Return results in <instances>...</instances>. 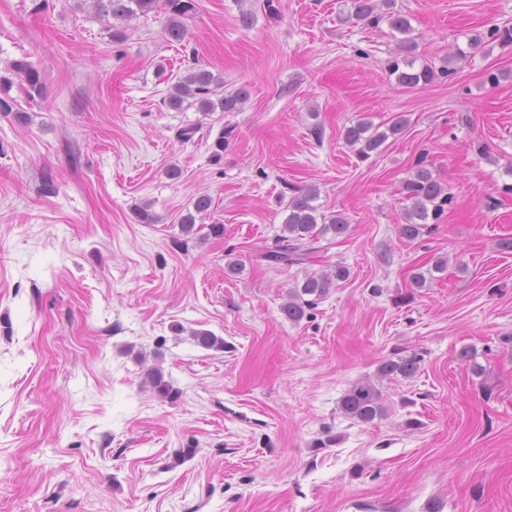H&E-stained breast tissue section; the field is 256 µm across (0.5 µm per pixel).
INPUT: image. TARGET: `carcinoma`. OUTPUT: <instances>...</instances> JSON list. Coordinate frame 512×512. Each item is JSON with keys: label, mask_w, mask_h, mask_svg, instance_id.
<instances>
[{"label": "carcinoma", "mask_w": 512, "mask_h": 512, "mask_svg": "<svg viewBox=\"0 0 512 512\" xmlns=\"http://www.w3.org/2000/svg\"><path fill=\"white\" fill-rule=\"evenodd\" d=\"M96 13L112 20V40L122 42L127 38L123 23L138 15L146 16L157 8L158 0H93ZM351 10L348 16L364 20L374 26L385 21L389 27L404 35L397 46V56L390 61L389 69L397 75L400 84L412 88L420 84L426 85L438 78H447L455 74L450 68L451 59H443L439 68L424 66L414 68L415 39L410 37L412 28L408 18L393 9L392 0H350ZM387 7L380 10V5ZM164 10L167 13L164 28L165 38L170 42L180 43L187 35L184 19L196 11V0H164ZM512 40V32L493 26L483 33L471 38L473 44L497 39ZM9 71L21 81L24 92L30 100L42 94L43 75L41 71L27 59L10 62ZM10 80L0 77V112L15 113L19 121L26 120L22 112L13 111V100L8 94ZM249 90L241 86L234 91H224V84L217 80L207 68L194 64L187 74L179 80L164 99L168 108L176 111L195 106L197 111L237 112L247 101ZM408 120L398 113L384 123L385 130L370 121H359L348 126L343 131L346 144L358 147L357 154L366 159L369 154L379 150L391 136L404 132ZM402 194L410 201L411 206L405 213V222L401 225V234L408 239H416L428 232L429 225L436 224L442 218L445 210L453 202L450 189L442 186L432 175L425 164L424 158L416 161V168L411 178L402 185ZM318 198V191L313 187L298 189V194L288 201V216L282 233L275 236L273 244L263 245L259 249V257L271 266L301 265L310 261L316 252L314 244L328 233L335 237L345 235L349 230L347 218L342 214L317 215V207L313 205ZM212 199L200 195L194 201L195 214L209 211ZM195 214H188L181 220L182 230L189 233L195 224ZM348 270L340 266L331 274H308L302 285L288 291V301L281 305L280 312L293 324L300 323L315 309L317 301L327 295L335 281L347 278ZM193 338L197 345L205 349L224 348V339L214 333L203 330L196 331ZM421 357L415 353L409 356L395 355L382 360L377 368V374L383 379H410L420 368ZM146 382L163 398H174L179 391L171 381L165 378L164 371L159 367L150 369L146 374ZM383 396L379 388L368 379L352 382L339 400L341 413L357 423L370 424L382 418L386 408L382 402Z\"/></svg>", "instance_id": "cac0c4a2"}]
</instances>
